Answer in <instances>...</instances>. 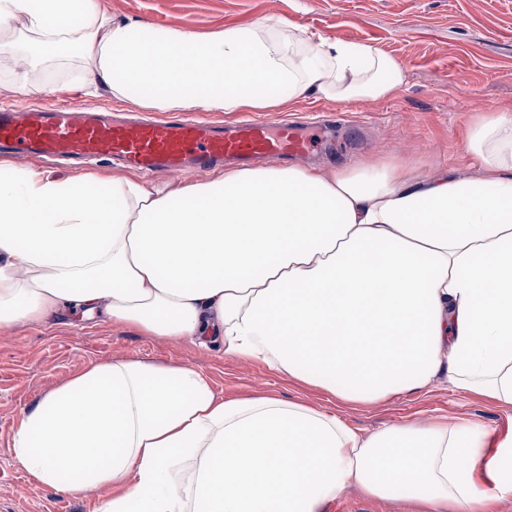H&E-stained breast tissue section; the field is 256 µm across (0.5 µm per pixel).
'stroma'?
<instances>
[{"mask_svg":"<svg viewBox=\"0 0 512 512\" xmlns=\"http://www.w3.org/2000/svg\"><path fill=\"white\" fill-rule=\"evenodd\" d=\"M117 19L204 35L227 26L265 25L297 35L370 45L393 56L405 82L382 101L329 102L318 95L270 112V119H336V135L309 164L343 168L366 159L399 160L422 179L454 166L474 171L466 153L476 119L512 110V0H97ZM29 71L26 90L14 75ZM81 62L66 56L29 66L27 55L0 54V102L59 106L80 99L64 92L77 81ZM91 108L133 112L109 89L81 99ZM135 359L183 365L206 374L227 400L268 393L321 407L341 416L361 435L390 425L438 421L466 424L489 436L512 432V407L434 383L417 393H397L367 405H346L261 362L225 355L187 339L149 336L115 323H21L0 332V512H95V494L62 495L37 482L16 462L14 431L22 414L43 395L91 363ZM329 512H408L401 494L385 500L347 488Z\"/></svg>","mask_w":512,"mask_h":512,"instance_id":"obj_1","label":"stroma"}]
</instances>
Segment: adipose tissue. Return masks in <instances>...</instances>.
Segmentation results:
<instances>
[{"mask_svg": "<svg viewBox=\"0 0 512 512\" xmlns=\"http://www.w3.org/2000/svg\"><path fill=\"white\" fill-rule=\"evenodd\" d=\"M36 52L74 47L71 90L180 112L266 111L318 93L383 99L402 66L362 43L258 27L204 36L118 21L94 0H0ZM482 173L395 164L229 169L177 187L0 163V328L65 310L262 361L361 404L436 381L512 406V116L470 131ZM17 463L96 512H326L348 487L423 512L512 496V433L395 425L218 397L200 371L95 362L25 411Z\"/></svg>", "mask_w": 512, "mask_h": 512, "instance_id": "ef3b65f1", "label": "adipose tissue"}]
</instances>
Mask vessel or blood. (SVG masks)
Returning <instances> with one entry per match:
<instances>
[{
  "label": "vessel or blood",
  "mask_w": 512,
  "mask_h": 512,
  "mask_svg": "<svg viewBox=\"0 0 512 512\" xmlns=\"http://www.w3.org/2000/svg\"><path fill=\"white\" fill-rule=\"evenodd\" d=\"M311 135L294 124L245 119L217 125L206 120L124 122L92 114L80 104L65 107L0 106V150L14 158L119 159L144 172L204 173L222 162L301 157Z\"/></svg>",
  "instance_id": "b4317fda"
}]
</instances>
